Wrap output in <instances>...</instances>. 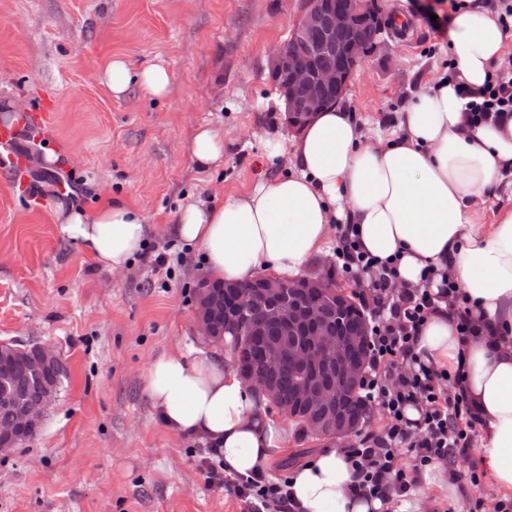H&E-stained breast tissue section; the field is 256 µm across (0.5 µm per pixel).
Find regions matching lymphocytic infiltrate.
<instances>
[{
	"mask_svg": "<svg viewBox=\"0 0 512 512\" xmlns=\"http://www.w3.org/2000/svg\"><path fill=\"white\" fill-rule=\"evenodd\" d=\"M465 98V110L474 121L512 115V71H494L481 88L458 84ZM336 268L347 276L369 277V296L375 320L370 334V371L363 391L367 401L387 412L390 425L384 434L361 440L347 454L362 478L361 489L372 495L386 493L391 483L407 488L406 473L395 465L399 447H407L422 465L444 461L456 449L471 445L475 415L461 394L448 393V374L427 367H413V345L425 319L439 301L456 297L455 285L442 279L431 288V276H424L417 288L395 289L394 265L378 264L357 248L356 231L347 224L337 227ZM420 406L417 426H410L404 412L407 405ZM234 490L248 499L252 512H288L285 485L272 484L264 474L241 480Z\"/></svg>",
	"mask_w": 512,
	"mask_h": 512,
	"instance_id": "1",
	"label": "lymphocytic infiltrate"
}]
</instances>
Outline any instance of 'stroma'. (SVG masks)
I'll return each mask as SVG.
<instances>
[{"label":"stroma","mask_w":512,"mask_h":512,"mask_svg":"<svg viewBox=\"0 0 512 512\" xmlns=\"http://www.w3.org/2000/svg\"><path fill=\"white\" fill-rule=\"evenodd\" d=\"M383 5L410 23L387 30L343 103L367 130L390 136L411 99L452 70L448 34L428 22L452 11L448 0ZM301 10L302 0H0V102L19 100L28 112L44 95L57 101L55 135L28 142L35 161L54 151L47 179L29 187L0 175V341L54 345L67 368L39 433L0 456V512H250L232 484L208 482L207 443L163 425L143 376L162 354L191 358L208 346L195 326L201 261L173 234L180 208L246 194L291 166L270 154L290 133L268 62ZM115 58L135 70L163 63L168 95L156 100L134 84L113 97L100 73ZM202 124L224 131L219 170L192 160ZM63 168L79 194L58 191L51 175ZM109 194L154 228L147 257L120 274L58 224L60 211L94 212ZM162 251L173 258L166 278L151 263ZM321 449L290 431L267 479L284 482ZM476 459L471 450L446 463L452 501L419 484L422 466L400 449L405 501L417 512H495L500 500Z\"/></svg>","instance_id":"obj_1"}]
</instances>
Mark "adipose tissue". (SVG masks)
Segmentation results:
<instances>
[{
  "instance_id": "1",
  "label": "adipose tissue",
  "mask_w": 512,
  "mask_h": 512,
  "mask_svg": "<svg viewBox=\"0 0 512 512\" xmlns=\"http://www.w3.org/2000/svg\"><path fill=\"white\" fill-rule=\"evenodd\" d=\"M512 41V30L482 4L460 0L448 30L455 77L418 93L401 114L402 135L367 143L353 113L329 107L273 154L291 152L290 173L259 180L220 204H187L174 226L203 255L214 281L245 284L265 274L299 275L325 251L333 224L354 225L358 246L376 263L397 268L396 283L412 288L424 271L454 281L476 327L464 337L455 307L439 303L414 347L425 366L455 373L480 430L477 462L491 488L512 498V209L482 224L475 198L491 194L512 171V118L471 123L458 83L482 87ZM101 81L114 97L139 83L165 97L170 76L159 64L132 71L108 63ZM191 155L203 170L224 163V134L198 126ZM62 230L104 269L120 273L139 256L150 231L141 213L108 198L91 215L61 213ZM144 390L166 428L221 451L224 470L249 475L288 446V429L268 402L219 356L165 354L155 359ZM359 473L344 449L329 447L295 468L288 480L291 512H388L390 496L358 488Z\"/></svg>"
}]
</instances>
